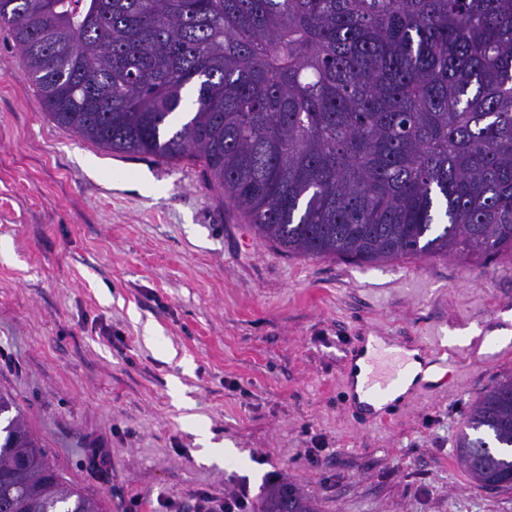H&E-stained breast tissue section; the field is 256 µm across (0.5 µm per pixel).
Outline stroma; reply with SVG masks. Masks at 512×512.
Returning a JSON list of instances; mask_svg holds the SVG:
<instances>
[{
	"mask_svg": "<svg viewBox=\"0 0 512 512\" xmlns=\"http://www.w3.org/2000/svg\"><path fill=\"white\" fill-rule=\"evenodd\" d=\"M435 335L459 339L455 384L359 425L344 345ZM510 372L511 260L281 253L195 165L116 155L50 121L0 27V389L108 512H197L244 477L257 498L270 471L320 512H512V490L474 487L455 448ZM185 398L233 462L199 461Z\"/></svg>",
	"mask_w": 512,
	"mask_h": 512,
	"instance_id": "35a3bbf8",
	"label": "stroma"
}]
</instances>
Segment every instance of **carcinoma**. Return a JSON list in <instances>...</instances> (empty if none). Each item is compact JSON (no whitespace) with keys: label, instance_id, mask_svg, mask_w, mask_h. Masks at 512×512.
<instances>
[{"label":"carcinoma","instance_id":"1","mask_svg":"<svg viewBox=\"0 0 512 512\" xmlns=\"http://www.w3.org/2000/svg\"><path fill=\"white\" fill-rule=\"evenodd\" d=\"M47 117L112 153L199 167L276 250L512 257V0H0ZM458 462L512 488V373ZM0 512H105L0 391ZM257 512H318L291 484Z\"/></svg>","mask_w":512,"mask_h":512}]
</instances>
